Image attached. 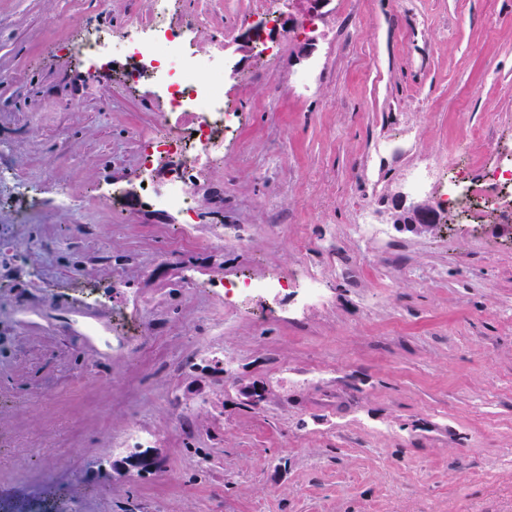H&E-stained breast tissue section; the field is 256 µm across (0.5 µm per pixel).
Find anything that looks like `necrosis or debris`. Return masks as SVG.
<instances>
[{
  "label": "necrosis or debris",
  "instance_id": "necrosis-or-debris-1",
  "mask_svg": "<svg viewBox=\"0 0 512 512\" xmlns=\"http://www.w3.org/2000/svg\"><path fill=\"white\" fill-rule=\"evenodd\" d=\"M141 32V26L133 27L123 51L131 58H160L152 79L164 92L169 111L161 116L166 134L147 139L140 164L149 167L154 155L162 153L180 157L173 181L152 192L151 201L159 210L182 214L184 228L189 231L197 214L195 175L224 149L223 139L214 134L216 126L233 124L237 114L224 108V87L212 75L214 57L188 50L182 28L156 24L146 39ZM511 203L512 167H489L481 184L470 188L450 184L437 196L441 208L478 214L492 213Z\"/></svg>",
  "mask_w": 512,
  "mask_h": 512
}]
</instances>
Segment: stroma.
Wrapping results in <instances>:
<instances>
[{"label": "stroma", "instance_id": "1", "mask_svg": "<svg viewBox=\"0 0 512 512\" xmlns=\"http://www.w3.org/2000/svg\"><path fill=\"white\" fill-rule=\"evenodd\" d=\"M252 6L0 0L10 512H512V210L395 224L436 196L412 171L476 184L512 152V0H292L265 51ZM190 18L240 114L198 174L219 248L178 246L181 216L142 203L176 161L141 168L166 103L123 80L132 22ZM92 35L114 51L91 81ZM145 450L157 469L128 465ZM440 214L428 203L412 206L396 220L400 228L418 235L433 234L439 227Z\"/></svg>", "mask_w": 512, "mask_h": 512}]
</instances>
